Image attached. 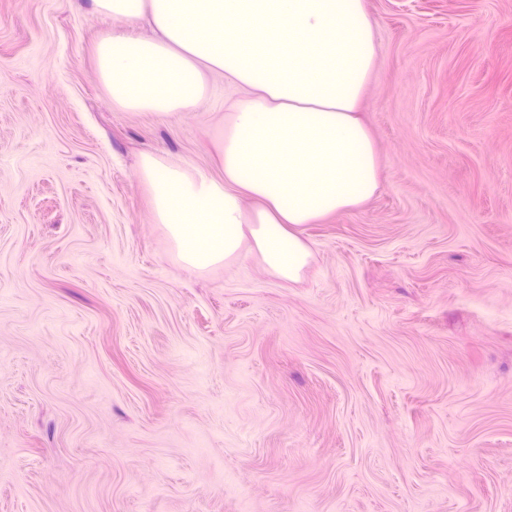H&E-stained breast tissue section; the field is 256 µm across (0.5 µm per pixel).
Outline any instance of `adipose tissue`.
<instances>
[{
    "label": "adipose tissue",
    "instance_id": "1",
    "mask_svg": "<svg viewBox=\"0 0 512 512\" xmlns=\"http://www.w3.org/2000/svg\"><path fill=\"white\" fill-rule=\"evenodd\" d=\"M151 37L112 34L96 69L113 105L165 116L202 106L207 77L237 89L224 114L222 175L149 154L140 174L180 263L203 273L257 257L284 282L312 252L303 224L358 207L380 187L360 112L378 62L366 0H89ZM252 208H245V200Z\"/></svg>",
    "mask_w": 512,
    "mask_h": 512
}]
</instances>
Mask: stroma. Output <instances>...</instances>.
I'll list each match as a JSON object with an SVG mask.
<instances>
[{
  "label": "stroma",
  "instance_id": "obj_1",
  "mask_svg": "<svg viewBox=\"0 0 512 512\" xmlns=\"http://www.w3.org/2000/svg\"><path fill=\"white\" fill-rule=\"evenodd\" d=\"M381 186L282 282L197 273L142 155L221 174L224 80L113 105L118 24L0 0V512H512V0H367Z\"/></svg>",
  "mask_w": 512,
  "mask_h": 512
}]
</instances>
